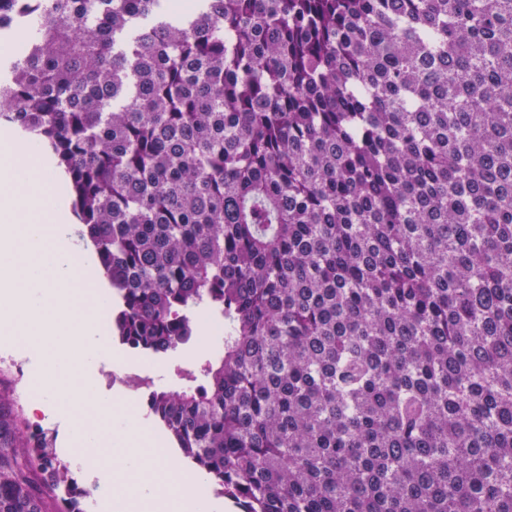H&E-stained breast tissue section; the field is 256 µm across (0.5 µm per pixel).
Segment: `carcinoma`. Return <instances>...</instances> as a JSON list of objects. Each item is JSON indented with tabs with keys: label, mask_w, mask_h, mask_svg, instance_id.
<instances>
[{
	"label": "carcinoma",
	"mask_w": 512,
	"mask_h": 512,
	"mask_svg": "<svg viewBox=\"0 0 512 512\" xmlns=\"http://www.w3.org/2000/svg\"><path fill=\"white\" fill-rule=\"evenodd\" d=\"M112 336L240 512H512V0H0ZM0 382V512H83Z\"/></svg>",
	"instance_id": "obj_1"
}]
</instances>
